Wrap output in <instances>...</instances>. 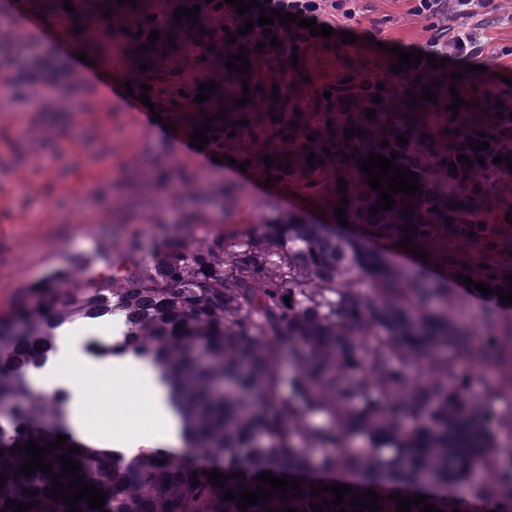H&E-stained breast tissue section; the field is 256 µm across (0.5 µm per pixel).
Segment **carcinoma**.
I'll return each mask as SVG.
<instances>
[{"mask_svg":"<svg viewBox=\"0 0 512 512\" xmlns=\"http://www.w3.org/2000/svg\"><path fill=\"white\" fill-rule=\"evenodd\" d=\"M375 204L349 216L398 234L409 223L421 239L448 218L446 198L438 212L410 216H374ZM100 261L85 259L63 281L24 292L0 316V413L9 421L0 427V475L9 476L0 510L13 512L8 499L39 500L30 512L67 510L45 495L51 476L19 473L28 440L44 447L68 435V393L39 394L28 373L45 365L63 330L104 320L120 322V338L89 343L90 354L150 361L173 389L187 443L224 456L219 472L233 478L215 486L156 449L125 457L82 446L72 455L77 474L105 497L101 510L80 501L83 512H239L240 490H257L265 471L296 477L301 491L245 512H313L310 502L333 495L310 496V486L331 484L311 474L341 470L356 476L352 490L383 496L384 512L397 507L388 496L419 485L465 489L462 498L427 499L444 512L512 498V459L501 461L497 443L512 418L491 405L494 377L512 381V338L471 336L448 322V294L415 287L354 243L291 219L228 242L173 238L148 259ZM478 364L486 367L481 390ZM308 416L323 422L310 425ZM228 490L235 500L224 498Z\"/></svg>","mask_w":512,"mask_h":512,"instance_id":"cac0c4a2","label":"carcinoma"}]
</instances>
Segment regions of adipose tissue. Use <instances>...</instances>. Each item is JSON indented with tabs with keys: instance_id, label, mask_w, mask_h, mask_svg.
<instances>
[{
	"instance_id": "ef3b65f1",
	"label": "adipose tissue",
	"mask_w": 512,
	"mask_h": 512,
	"mask_svg": "<svg viewBox=\"0 0 512 512\" xmlns=\"http://www.w3.org/2000/svg\"><path fill=\"white\" fill-rule=\"evenodd\" d=\"M128 376L139 381V423L128 430H109L86 411L88 389L100 376ZM38 392L49 394L64 387L72 394L70 428L80 439L94 448H109L132 456L142 448L181 447L184 426L172 400L168 384L162 382L155 370L144 367L132 356L114 360L82 362L55 360L32 376Z\"/></svg>"
}]
</instances>
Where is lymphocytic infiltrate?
Returning <instances> with one entry per match:
<instances>
[{
    "instance_id": "lymphocytic-infiltrate-1",
    "label": "lymphocytic infiltrate",
    "mask_w": 512,
    "mask_h": 512,
    "mask_svg": "<svg viewBox=\"0 0 512 512\" xmlns=\"http://www.w3.org/2000/svg\"><path fill=\"white\" fill-rule=\"evenodd\" d=\"M491 0H414V15L437 19L441 33L440 48L434 56L448 59L449 62L472 63L484 54L485 44L471 21L479 11L487 9ZM183 6L199 7L198 30L192 31V40L198 41L200 50L208 46L224 47L226 53L245 50L253 61L254 77H263L273 66L281 65L292 58L294 48H306L319 44V37L311 36L309 29L273 25L271 31H264L257 19L259 8H252L249 16L237 14L234 6L215 7L210 0H182ZM271 8L280 12H290L297 17L315 20L317 25L328 24L330 17L342 14L353 18L354 12L349 0H271ZM256 23L250 33L238 36L236 43H227V32L237 29L245 20ZM277 36L280 45L276 48H258V41L264 40L266 33ZM76 55L71 50L57 49L55 61H47L39 53H30L24 69H16L15 60L9 50L0 51V86L9 88L21 82H29L32 92L26 103L31 108H39L46 91L52 86L56 70L66 72L71 82L85 87L87 81L76 66ZM434 70L428 62H421L403 74L388 73L385 79L372 75H353L351 82H334L329 90L328 105L331 111L344 115L346 126L361 128L370 126L374 132V142H395L397 135L406 134L408 142L399 147V159L405 169L417 172L422 187V203L438 201L436 182L447 183L449 193H459L472 200L485 199L493 195L512 193V170L502 164L505 156L512 157V115L497 114L494 104H486L480 119L464 120L459 124V133L450 144L443 145L422 138L419 132L407 131L396 115L398 110L395 86L399 78H430ZM138 83L150 85V100L164 123L174 125L176 137L189 142L194 126L183 118V111L189 99L198 92V79H186L174 73L169 77H157L153 70L140 72ZM381 96L380 104H373V96ZM375 108L374 117H367L366 108ZM276 122L266 123L263 133L268 141L287 142L290 152L289 162L293 165H306L307 156L316 151V142L304 136L301 129L291 128L288 122V108L276 107ZM486 132L489 149L477 154L470 145L478 132ZM467 155V162H459V155Z\"/></svg>"
}]
</instances>
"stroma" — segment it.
<instances>
[{"label":"stroma","instance_id":"1","mask_svg":"<svg viewBox=\"0 0 512 512\" xmlns=\"http://www.w3.org/2000/svg\"><path fill=\"white\" fill-rule=\"evenodd\" d=\"M42 27L69 25L71 48L106 60L113 76L133 77L137 44L129 31L150 8V0H129L108 9L106 0H75L74 12L60 0H26ZM409 0H357L347 25L357 42L335 39L303 50L298 65H284L281 74L260 88L232 95L216 92L209 105L187 106L185 120L226 109L228 120L246 117L260 126L263 112L275 99L298 111L300 127L329 131L340 139V116L330 112L321 90L344 73L379 75L388 47L425 43L430 22L410 14ZM166 33L145 57L157 74L178 67L195 74L196 50L189 28L168 20ZM478 33L486 44L483 68L464 74L459 83L440 78L436 102L421 99L416 116L423 133L449 143L457 129L448 106L451 90L473 101L494 96L512 105V0H494ZM250 102L236 107L235 101ZM235 165L204 168L179 141L166 138L142 113L123 100L93 89L60 86L39 111H27L18 100L0 97V314L7 313L24 288L74 270L81 257L146 259L158 242L178 237L192 245L217 238L236 239L261 224L294 218L323 225L336 237L359 242L382 255L406 280L447 292L449 319L468 313L475 336L512 334V304L479 298L457 274L476 272L486 264L490 274H512V228L469 240L441 231L417 241L429 253L422 261L399 246V235L371 224L341 225L334 210L340 196H354L362 172L353 161L333 158L309 173L265 186L264 158L270 143L244 139L225 145ZM250 161L249 175L236 165ZM347 181L339 193V181Z\"/></svg>","mask_w":512,"mask_h":512}]
</instances>
